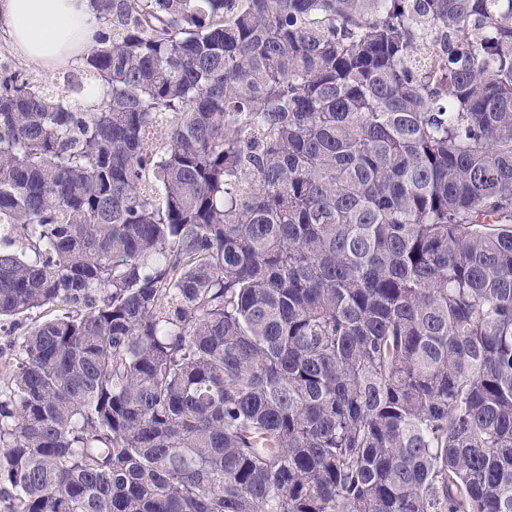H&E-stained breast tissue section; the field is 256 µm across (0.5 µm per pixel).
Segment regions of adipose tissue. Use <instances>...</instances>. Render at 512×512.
<instances>
[{
  "label": "adipose tissue",
  "instance_id": "1",
  "mask_svg": "<svg viewBox=\"0 0 512 512\" xmlns=\"http://www.w3.org/2000/svg\"><path fill=\"white\" fill-rule=\"evenodd\" d=\"M0 27L24 58L55 71L96 43L91 0H0Z\"/></svg>",
  "mask_w": 512,
  "mask_h": 512
}]
</instances>
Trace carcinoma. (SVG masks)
<instances>
[{
  "instance_id": "1",
  "label": "carcinoma",
  "mask_w": 512,
  "mask_h": 512,
  "mask_svg": "<svg viewBox=\"0 0 512 512\" xmlns=\"http://www.w3.org/2000/svg\"><path fill=\"white\" fill-rule=\"evenodd\" d=\"M93 5L0 63L3 512H512V0ZM92 0H0V27L24 58L56 71L77 62L94 45L98 25ZM8 57L53 92L64 91L67 73L80 76L81 60L55 73L20 59L0 30V60ZM62 310L57 311H49L44 310L41 311L40 314H33L32 318L22 320L21 324H15L10 326V320L3 321L0 323V390L6 391L8 386V370L10 363L13 362V358H15V350L14 344L20 341L22 334L26 331V329L34 323L35 320L38 319L39 316L47 315L42 319L52 317L54 315L61 314Z\"/></svg>"
}]
</instances>
